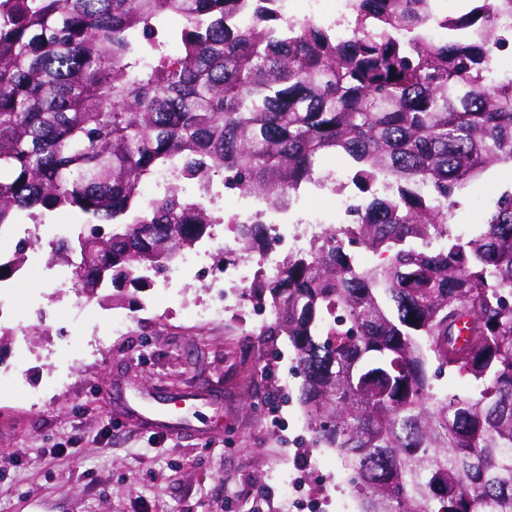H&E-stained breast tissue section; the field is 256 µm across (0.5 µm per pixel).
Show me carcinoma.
Instances as JSON below:
<instances>
[{"label":"carcinoma","mask_w":512,"mask_h":512,"mask_svg":"<svg viewBox=\"0 0 512 512\" xmlns=\"http://www.w3.org/2000/svg\"><path fill=\"white\" fill-rule=\"evenodd\" d=\"M353 0L350 35L287 22L277 0H12L0 11V236L21 212L73 209L77 237L49 263L78 291L160 273L219 217L182 198L219 176L268 209L318 179L329 153L363 191L354 243L389 257L354 266L334 230L251 289L303 374L311 441L352 471L361 512H512V187L483 227L435 252L454 196L512 170V82H486L512 0ZM250 10L254 22L230 20ZM180 27H170L171 18ZM446 22L448 40L427 29ZM179 177L151 203L141 186ZM256 255L264 224L235 225ZM16 244L0 281L26 262ZM475 385L440 396L427 366Z\"/></svg>","instance_id":"carcinoma-1"}]
</instances>
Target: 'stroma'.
Wrapping results in <instances>:
<instances>
[{
	"mask_svg": "<svg viewBox=\"0 0 512 512\" xmlns=\"http://www.w3.org/2000/svg\"><path fill=\"white\" fill-rule=\"evenodd\" d=\"M504 180L493 168L458 195L449 236L478 232ZM332 195L302 184L284 222L317 213L335 224ZM27 242L23 385L0 383V512H280L276 478L291 472L328 495L325 512L353 500L349 481L329 480L334 451L313 447L296 422L302 376L287 338L257 335L232 308L236 289L215 277L232 254L213 252L210 277L166 296L159 277L122 284L112 306L59 287L49 239ZM221 303L223 319L194 322L195 309ZM116 315L127 319L120 333ZM184 396L186 422L168 433L141 413Z\"/></svg>",
	"mask_w": 512,
	"mask_h": 512,
	"instance_id": "1",
	"label": "stroma"
}]
</instances>
